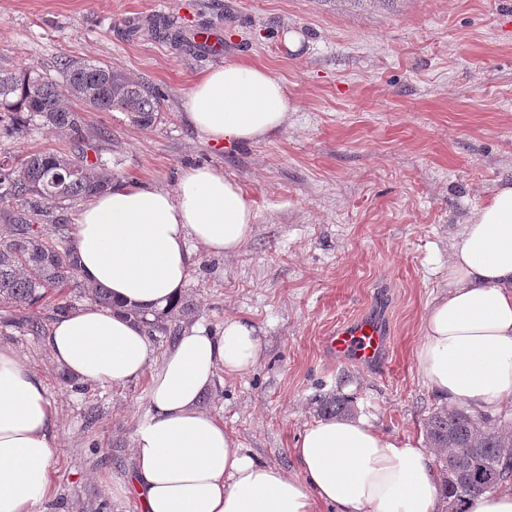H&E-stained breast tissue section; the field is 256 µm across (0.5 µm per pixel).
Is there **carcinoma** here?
<instances>
[{
  "label": "carcinoma",
  "mask_w": 512,
  "mask_h": 512,
  "mask_svg": "<svg viewBox=\"0 0 512 512\" xmlns=\"http://www.w3.org/2000/svg\"><path fill=\"white\" fill-rule=\"evenodd\" d=\"M161 94L128 78L112 66L94 61L60 60L59 76L35 71L0 70V123L12 134H23L41 122L66 134V152L14 154L0 150V309L25 311L51 296L53 317L70 314L62 300L67 288L81 287L101 307H116L109 289L83 283L76 249L66 225L54 211L112 188V169L90 159V135L82 128L80 108L123 112L130 121L149 128L161 120ZM196 313L185 296L163 307L126 309L147 335L177 336ZM323 410L345 415L349 402L326 398ZM427 442L442 450L435 465L440 479L441 512H466L470 497L497 489L512 476V433L490 416L465 410L431 414L424 422Z\"/></svg>",
  "instance_id": "obj_1"
}]
</instances>
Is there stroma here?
Masks as SVG:
<instances>
[{
    "mask_svg": "<svg viewBox=\"0 0 512 512\" xmlns=\"http://www.w3.org/2000/svg\"><path fill=\"white\" fill-rule=\"evenodd\" d=\"M161 14L219 34L220 55L175 47L146 26ZM303 36L288 52L281 29ZM100 61L159 88L148 129L121 112L87 110L105 129L99 154L123 180L174 190L182 171L222 169L251 200L253 237L231 257L192 245L184 292L197 321L228 317L259 330V361L217 373L201 406L236 444L298 476L291 450L322 420L324 398L404 441L444 409L415 361L420 317L446 290L448 253L470 210L512 180V0H0V69L57 75L61 57ZM244 62L284 80L287 124L234 147L182 119L192 81ZM378 308L388 364L329 356L338 324ZM0 347L43 382L56 420L52 494L43 512H139L125 493L148 380H64L41 335L0 311Z\"/></svg>",
    "mask_w": 512,
    "mask_h": 512,
    "instance_id": "stroma-1",
    "label": "stroma"
}]
</instances>
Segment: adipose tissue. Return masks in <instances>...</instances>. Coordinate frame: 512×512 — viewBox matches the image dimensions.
<instances>
[{"mask_svg":"<svg viewBox=\"0 0 512 512\" xmlns=\"http://www.w3.org/2000/svg\"><path fill=\"white\" fill-rule=\"evenodd\" d=\"M287 85L268 69L227 63L196 78L183 101L189 128L219 144L256 143L288 121ZM255 228L253 205L223 170L182 172L174 191L123 182L87 199L74 245L80 278L114 300L165 305L184 289L189 241L237 255ZM415 352L429 390L450 407L492 415L512 405V182L475 206L448 257V292L421 317ZM46 346L76 379L105 385L148 376L149 410L134 432L129 485L140 512H436L432 452L365 418L307 427L292 453L299 477L257 460L203 410L217 370L255 366L252 322L196 324L155 358L142 327L87 307L53 323ZM55 419L42 382L0 349V512H40L50 492Z\"/></svg>","mask_w":512,"mask_h":512,"instance_id":"ef3b65f1","label":"adipose tissue"}]
</instances>
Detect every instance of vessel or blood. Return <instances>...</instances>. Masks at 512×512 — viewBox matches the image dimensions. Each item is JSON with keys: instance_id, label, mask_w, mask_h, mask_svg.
<instances>
[{"instance_id": "vessel-or-blood-1", "label": "vessel or blood", "mask_w": 512, "mask_h": 512, "mask_svg": "<svg viewBox=\"0 0 512 512\" xmlns=\"http://www.w3.org/2000/svg\"><path fill=\"white\" fill-rule=\"evenodd\" d=\"M390 331L376 313L366 314L336 327L325 339L326 350L366 367L383 363Z\"/></svg>"}]
</instances>
